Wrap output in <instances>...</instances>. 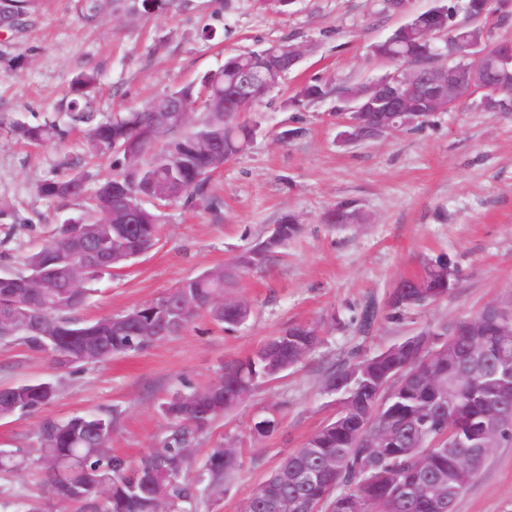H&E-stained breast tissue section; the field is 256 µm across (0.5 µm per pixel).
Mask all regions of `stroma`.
<instances>
[{
    "mask_svg": "<svg viewBox=\"0 0 512 512\" xmlns=\"http://www.w3.org/2000/svg\"><path fill=\"white\" fill-rule=\"evenodd\" d=\"M99 2L92 20L82 0H33L22 26L0 31V273L23 271L25 258L59 224L84 212L83 200L40 195L41 183L82 172L91 192L113 172L110 158L87 162L82 130L37 145L18 139L15 122L57 119L83 72L98 75L97 108L109 118L198 81L228 55L288 40L306 46L305 58L272 104L255 112L259 129L249 149L213 175L209 190L219 209L200 200L144 199L159 217L158 241L123 270L90 283L80 315H123L181 280L230 265L284 214H294L301 228L266 268L225 289L252 306L240 327L201 317L180 336L76 372L57 370L21 344L0 343V387L46 379L58 387L40 415L0 420V448L26 452L19 469L0 473V512H26L31 501L49 500L34 436L40 418L112 413V452L137 466L168 432L163 406L171 397L205 389L222 368L291 325L319 324L320 342L302 364L260 385L196 441L190 479L201 478L209 449L224 443L236 448L239 469L194 512H242L283 459L332 417L322 389L332 368L354 351H381L512 294V112L485 111L474 96L383 140L340 142L336 88L397 74L396 65L374 61L370 48L433 0H411L405 15L383 12L380 0H291L281 13L259 0H175L160 15L127 13L123 0ZM315 80L327 84V95L291 106L290 97ZM343 200L354 202L367 223H323V212ZM442 253L458 269L447 297L388 319L397 282ZM369 302L379 318L364 333L357 320ZM267 416L275 417V431L254 435V422ZM455 512H512V445L494 448Z\"/></svg>",
    "mask_w": 512,
    "mask_h": 512,
    "instance_id": "35a3bbf8",
    "label": "stroma"
}]
</instances>
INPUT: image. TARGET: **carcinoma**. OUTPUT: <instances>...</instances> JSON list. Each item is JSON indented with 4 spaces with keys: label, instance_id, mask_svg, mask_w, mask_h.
Returning a JSON list of instances; mask_svg holds the SVG:
<instances>
[{
    "label": "carcinoma",
    "instance_id": "cac0c4a2",
    "mask_svg": "<svg viewBox=\"0 0 512 512\" xmlns=\"http://www.w3.org/2000/svg\"><path fill=\"white\" fill-rule=\"evenodd\" d=\"M480 2L464 0L460 5L458 0H438L432 8V26L442 39L434 42L425 37V23L416 17L375 44L372 56L381 62L431 67L437 50L445 43H456L464 33H493L492 20L485 18L481 26L462 27L454 19L461 11L467 18L479 13ZM250 64L263 66L266 60L247 54L227 56L219 75L209 74L201 86L183 85L173 92L190 91L196 98L208 86L210 95L222 96L228 93L238 70ZM96 87L95 74H79L64 108L68 125L86 127L88 156L111 157L115 163L113 176L88 197L87 212L92 214L106 207L118 209L126 197L140 194L159 202L202 199L211 206L218 205V200L208 194L207 175L247 150L254 129L249 115L267 96L264 90H257L249 105L229 116L227 127L223 114L211 111L196 124L194 132L200 138L220 140L224 157L204 151L198 146L199 138L185 139L181 127L170 124L142 144L139 169L133 172L121 162L123 154L118 149L137 136L152 113L162 109L165 99L160 96L138 110L99 120L94 106ZM325 87L319 81L307 83L292 103L299 106L306 100L319 99L326 95ZM429 98L436 99L433 106L416 102L409 108L420 113L421 124L441 111L442 101L448 98L447 87L432 88ZM14 132L30 143L46 144L62 136L64 129L54 122L37 126L19 122ZM75 179L66 175L48 180L38 192L54 199L80 198L85 187L71 190ZM143 220L136 245L150 248L159 233L157 214L146 209ZM323 221L362 224L365 217L353 202L341 201L324 213ZM280 223L286 225L284 234L270 244L256 268H263L300 231L298 219L291 214L281 217ZM83 233L110 242L117 237L118 227L92 223L84 227ZM66 246L67 236L59 227L38 252L25 259V265L40 266L53 276V253ZM457 273L447 255L429 259L418 274L393 289L388 317L400 319L447 297ZM237 277V267H218L202 278L181 281L179 288L189 295L195 308L192 318L208 315L227 328L240 324L236 310L214 301ZM87 296L85 291L66 302H57L45 292H34L21 276L0 281V315L25 307L43 326L41 330L29 329L14 322L0 333V341L19 340L29 350L50 358L59 370L105 363L115 353L137 352L159 342L135 331L139 322L161 320L159 302L151 300L132 310L136 319L119 332L114 326L129 317L127 313L95 320L79 317ZM457 331L459 347L451 361L446 356L421 358L405 338L330 371L323 389L330 391L338 407H348L350 412L340 423L334 418L323 425L301 448L290 453L278 468L282 482L277 486L262 484L246 500L243 512H276V502L282 497L292 503V512H307L319 503L328 510L347 497L362 500L364 512H454L463 493L455 482L456 470L472 467L476 474L482 473L485 464L476 458L475 444L483 425L500 405L512 406V373L498 366L502 352L497 327L489 326L477 336L486 351L478 362L467 354L471 337L467 336L466 322L459 323ZM43 332L55 337L52 346L44 344ZM90 342L100 346L99 357L77 359L78 349ZM289 358L284 351H270L267 343L253 356L226 368L210 385L218 397L210 398L204 390L173 397L164 406L171 420L169 434L133 469L112 454V415L89 413L65 421L42 420L36 439L41 462L50 476L51 500L62 512H156L158 508L161 512H187L185 506L198 497L197 484L186 476L196 438L224 410L241 402L262 378L280 373V363ZM57 392V385L51 381L4 388L0 390V418L33 415L50 405ZM423 453L429 459L426 473L415 460ZM205 469L209 487L220 491L238 469V454L230 448H211Z\"/></svg>",
    "mask_w": 512,
    "mask_h": 512
}]
</instances>
